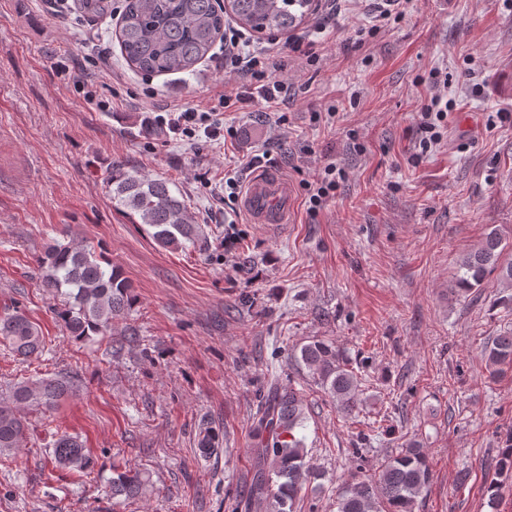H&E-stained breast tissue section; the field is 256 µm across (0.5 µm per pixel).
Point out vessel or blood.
<instances>
[{"label":"vessel or blood","mask_w":512,"mask_h":512,"mask_svg":"<svg viewBox=\"0 0 512 512\" xmlns=\"http://www.w3.org/2000/svg\"><path fill=\"white\" fill-rule=\"evenodd\" d=\"M290 188L277 174L260 170L254 173L241 201L253 223L276 226L288 221Z\"/></svg>","instance_id":"vessel-or-blood-1"}]
</instances>
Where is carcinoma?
<instances>
[{"label": "carcinoma", "mask_w": 512, "mask_h": 512, "mask_svg": "<svg viewBox=\"0 0 512 512\" xmlns=\"http://www.w3.org/2000/svg\"><path fill=\"white\" fill-rule=\"evenodd\" d=\"M78 2L90 19L112 13V0ZM311 12V0H227L222 8L217 0H124L117 39L129 67L147 75H173L194 70L208 56L224 36L226 13L253 32L287 34L304 24ZM109 182L112 203L149 225L160 247L177 249L198 239L187 203L171 191L169 180L139 175L115 164ZM39 263L44 287L64 298L56 316L75 339L104 336L114 320L128 313L134 299L131 284L119 267L102 264L94 251L57 242L46 247ZM491 276L512 283V236L498 228L461 260L450 294L464 297L483 287ZM0 338L22 358L39 353L45 345L41 331L20 309L0 316ZM300 359L336 402L337 412L350 417L361 392V378L345 352L316 339L301 347ZM486 359L496 375L512 369V331L492 338ZM71 389L69 378L55 376L19 382L7 396H1L0 455L20 448L28 431L24 410L51 409ZM303 415L297 394L270 379L254 417L255 473L244 492L243 505L265 501L271 512H293L303 485L314 477L303 439L296 435ZM50 455L55 467L67 473L83 477L93 469V457L77 435H56ZM431 478L424 450L410 442L378 475L346 482L336 506L338 512H414ZM148 481L140 471L116 470L109 484L112 498H135Z\"/></svg>", "instance_id": "obj_1"}]
</instances>
